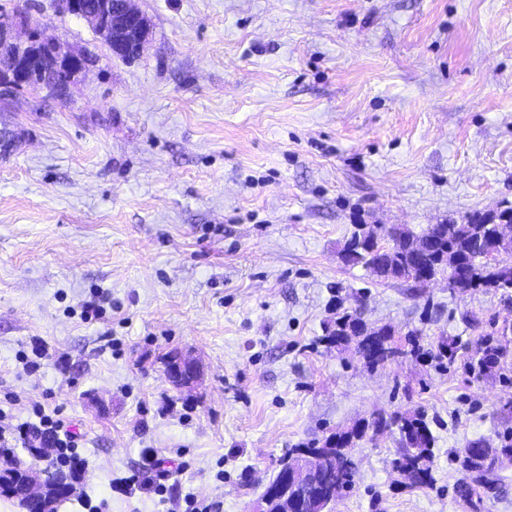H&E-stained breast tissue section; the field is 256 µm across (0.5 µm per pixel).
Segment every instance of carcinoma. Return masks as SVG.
Masks as SVG:
<instances>
[{"label": "carcinoma", "mask_w": 512, "mask_h": 512, "mask_svg": "<svg viewBox=\"0 0 512 512\" xmlns=\"http://www.w3.org/2000/svg\"><path fill=\"white\" fill-rule=\"evenodd\" d=\"M493 215L472 213L457 223L430 224L415 235L398 227L382 228V239L393 244V252L380 258L374 243L365 235L351 239L344 248L345 263L361 264L382 280L414 281L424 273L432 276L448 274V288L468 291L484 288L494 291L512 290V267H493L482 260L483 248L489 241L504 251H512V234L500 224H493ZM356 342L360 356L370 365H384L408 354L429 360L452 359L454 349L442 340L436 347L423 351L415 342L405 349L394 344L385 328L370 330L363 325L357 311H343L322 336L326 347L338 350ZM383 426L397 431L398 461L411 471L409 480L415 487L430 486L434 482L433 459L435 437L420 412H394L388 416L378 414L372 421L358 423L346 431L334 433L322 441H314L302 449L320 458L319 470L312 480L322 484L330 503L336 502V486L352 490L355 485L356 463L353 448L369 429ZM463 466L474 471L480 460L490 454L501 453L512 458V444L488 448L471 443L460 450ZM19 456L13 454L0 465V493L22 502L21 488L24 477L16 468Z\"/></svg>", "instance_id": "1"}]
</instances>
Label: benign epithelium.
I'll use <instances>...</instances> for the list:
<instances>
[{"mask_svg":"<svg viewBox=\"0 0 512 512\" xmlns=\"http://www.w3.org/2000/svg\"><path fill=\"white\" fill-rule=\"evenodd\" d=\"M55 14L76 16L96 29L110 47L112 55L138 57L151 41L148 18L133 6V0H98L90 5L86 0H52ZM45 25L36 22L29 9H15L10 18L0 23V94L8 96L16 90L44 91L61 99L67 98L72 83L93 67V59L81 57L63 43L44 33ZM62 70L70 74L69 83L60 86L50 72ZM176 385L187 388L198 376L192 360L178 354L166 370ZM50 459L43 448H29L21 459L26 472V512H46L49 489L40 478V471L31 463ZM319 467V457L304 453L280 468L279 480L296 488L306 486ZM288 502V512H298V504L286 495L271 490L253 512H267L269 502Z\"/></svg>","mask_w":512,"mask_h":512,"instance_id":"obj_1","label":"benign epithelium"}]
</instances>
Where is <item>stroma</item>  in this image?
I'll list each match as a JSON object with an SVG mask.
<instances>
[{
	"instance_id": "35a3bbf8",
	"label": "stroma",
	"mask_w": 512,
	"mask_h": 512,
	"mask_svg": "<svg viewBox=\"0 0 512 512\" xmlns=\"http://www.w3.org/2000/svg\"><path fill=\"white\" fill-rule=\"evenodd\" d=\"M48 3L46 34L95 64L67 100L0 106V395L17 422L52 400L81 436L59 512H249L287 449L394 411L425 414L433 485L369 435L331 512H512V461L468 501L456 456L512 439V293L341 259L361 224L418 234L512 205V0H136L152 38L128 62ZM340 306L455 359L326 348ZM174 353L192 388L167 380ZM169 364L170 363L166 361L165 366L167 367ZM166 374L175 385L187 388L197 379L198 371L192 360L182 354H177L171 366L167 368Z\"/></svg>"
}]
</instances>
